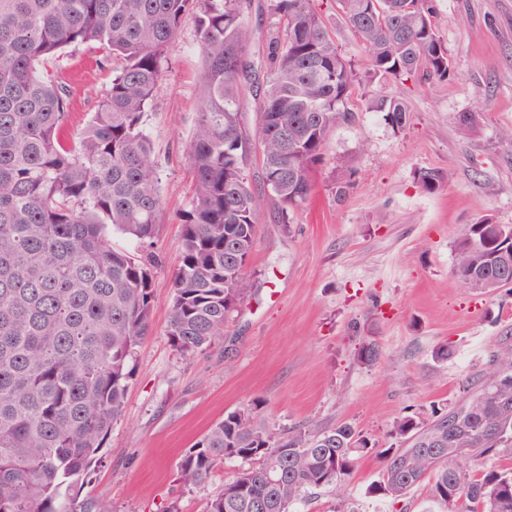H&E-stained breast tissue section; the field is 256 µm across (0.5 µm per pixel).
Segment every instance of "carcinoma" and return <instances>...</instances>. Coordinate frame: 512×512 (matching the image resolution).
<instances>
[{
	"mask_svg": "<svg viewBox=\"0 0 512 512\" xmlns=\"http://www.w3.org/2000/svg\"><path fill=\"white\" fill-rule=\"evenodd\" d=\"M369 54L367 78L445 81L448 49L432 0H336ZM282 33L256 61L252 9ZM195 16L202 55L201 106L187 158L194 177L182 212L181 258L172 281L167 336L192 356L224 335L249 291L262 190L278 220L307 202L330 132L352 120L351 60L340 53L315 0H0V512H112L81 496L105 437L124 410L130 361L151 330L154 233L165 213L143 117L185 17ZM94 45L121 60L78 149L65 138L69 91L37 67L67 47ZM258 99L256 130L243 123L245 92ZM372 107L405 123L408 104L382 96ZM259 156L262 188L246 174ZM450 174L420 173L433 193ZM141 243L139 256L112 248L107 226ZM493 227L482 218L457 239L454 271L499 288L512 284V250L490 258ZM358 360H379L363 342ZM465 396L428 422L403 416L399 448H379L348 425L277 431L260 403L214 423L177 467L201 489L224 464L251 462L206 499L204 512H295L315 489L346 508L352 475L373 454V492L400 499L431 482L434 504L512 512V469L482 470L512 453V335L503 336Z\"/></svg>",
	"mask_w": 512,
	"mask_h": 512,
	"instance_id": "obj_1",
	"label": "carcinoma"
}]
</instances>
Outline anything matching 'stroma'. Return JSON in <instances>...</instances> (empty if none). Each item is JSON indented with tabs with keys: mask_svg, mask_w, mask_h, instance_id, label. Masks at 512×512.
Listing matches in <instances>:
<instances>
[{
	"mask_svg": "<svg viewBox=\"0 0 512 512\" xmlns=\"http://www.w3.org/2000/svg\"><path fill=\"white\" fill-rule=\"evenodd\" d=\"M319 2L342 54L365 72L368 53L335 0ZM434 4L451 76L354 85V117L331 133L310 201L291 211L286 227L277 199L263 195L252 289L223 336L189 358L167 336L180 215L193 188L186 148L200 105L196 24L184 20L144 117L165 203L155 234L161 262L151 335L135 350L124 412L84 488L112 512H167L174 502L180 512H202L235 463L193 491L177 482V466L213 423L256 399L274 429L347 424L378 447H398L394 422L426 420L433 408L457 402L512 331V290L475 291L454 273L455 243L467 224L488 217L512 225V0ZM60 66L72 90L68 140L75 145L112 81V64L80 46L45 64ZM379 94L408 101L403 125L370 110ZM463 112L477 118L474 135L458 129ZM424 170L450 179L427 193L418 180ZM365 340L380 353L370 366L357 359ZM445 343L452 355L436 359ZM381 474L378 458L362 459L352 480L354 512H428L424 485L399 501L371 494Z\"/></svg>",
	"mask_w": 512,
	"mask_h": 512,
	"instance_id": "stroma-1",
	"label": "stroma"
}]
</instances>
